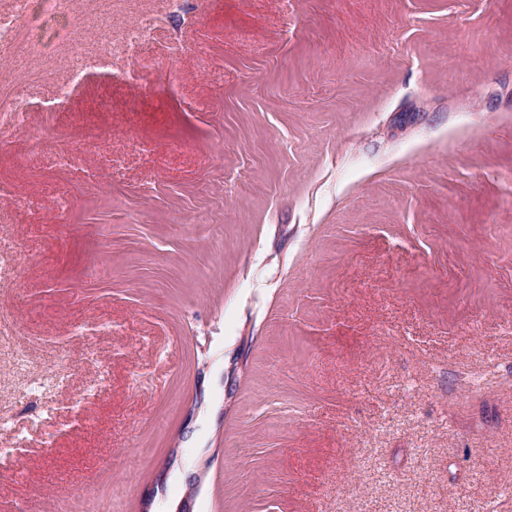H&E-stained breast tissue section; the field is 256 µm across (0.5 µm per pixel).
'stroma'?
<instances>
[{
  "instance_id": "1",
  "label": "stroma",
  "mask_w": 512,
  "mask_h": 512,
  "mask_svg": "<svg viewBox=\"0 0 512 512\" xmlns=\"http://www.w3.org/2000/svg\"><path fill=\"white\" fill-rule=\"evenodd\" d=\"M104 2L0 0V512H512V0ZM74 39V28L68 27L66 24H61L57 27L53 33L51 41L45 40L42 37L36 36L33 38L31 43H27L24 46V50L28 54L36 56H47L51 52L52 43L60 44L66 41H73ZM108 57V54H97L88 57L87 63L82 67H77L70 75L68 82L58 88L55 97L42 104V110L44 112H56L64 107L70 101L73 93L85 82L88 70L104 67Z\"/></svg>"
}]
</instances>
